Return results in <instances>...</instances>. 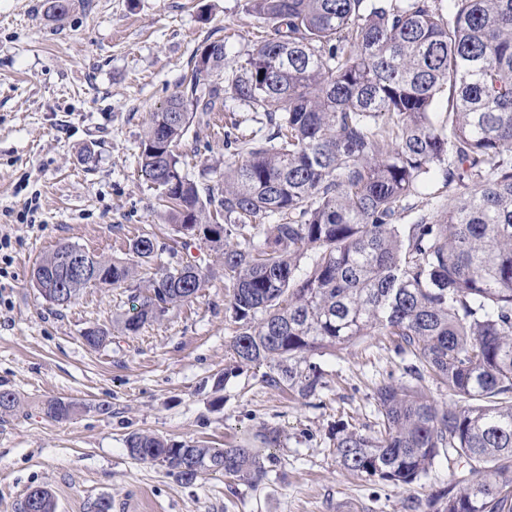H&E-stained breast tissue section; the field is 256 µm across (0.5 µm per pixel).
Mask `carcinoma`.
I'll return each mask as SVG.
<instances>
[{
  "label": "carcinoma",
  "mask_w": 512,
  "mask_h": 512,
  "mask_svg": "<svg viewBox=\"0 0 512 512\" xmlns=\"http://www.w3.org/2000/svg\"><path fill=\"white\" fill-rule=\"evenodd\" d=\"M250 8L270 31L233 68L224 41L198 49L183 89L149 113L139 156L182 245L202 239L223 259L228 309L241 324L234 358L311 397L323 382L308 357L396 337L415 360L411 381L375 390L376 430L336 429L337 463L410 485L446 451L470 477L408 498L405 512H512V0H250ZM211 78L208 97L197 95ZM226 90L262 113L270 134L241 143L224 184L203 196L177 147L197 113L223 110ZM440 97L444 116L434 112ZM435 172L459 189L436 205L409 204ZM406 210L413 221L396 223ZM272 215L278 222L252 246L255 221ZM69 253L91 259L94 279L66 271ZM160 259L145 235L124 260L61 244L32 279L48 283L57 307L91 285L135 287L134 314L123 321L135 333L205 286L190 261L137 283V267ZM108 336L100 327L83 334L94 349ZM427 377L448 390L447 403L424 390ZM84 410L60 398L42 408L55 421ZM165 447L154 434L126 438L144 463ZM215 461L227 477L266 475L252 448L197 442L170 471L189 484L205 473L194 463ZM32 491L42 493L35 510L21 512H56L49 489Z\"/></svg>",
  "instance_id": "1"
}]
</instances>
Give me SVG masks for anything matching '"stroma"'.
<instances>
[{"label": "stroma", "instance_id": "1", "mask_svg": "<svg viewBox=\"0 0 512 512\" xmlns=\"http://www.w3.org/2000/svg\"><path fill=\"white\" fill-rule=\"evenodd\" d=\"M68 3L53 17L46 0H0V239L10 240L0 250V391L20 402L0 417V512H18L37 486L52 491L57 512H89L103 499L110 512H404L407 497L467 477L445 455L410 486L343 470L337 424L373 430L376 386L408 380L402 355L371 336L314 356L324 387L306 399L269 386L264 368L236 367L224 265L204 241L176 243L140 172L147 115L190 75L196 50L220 40L241 62L266 32L248 0ZM232 127L243 141L268 134L228 96L215 118L194 119L179 146L200 187L222 183ZM144 233L163 263L191 260L208 278L197 298L137 333L122 325L126 289L91 286L61 308L32 286L34 264L58 245L121 260ZM96 327L110 336L93 349L82 335ZM55 397L85 409L51 420L42 406ZM133 432L216 448L246 441L272 455L260 482L207 472L187 484L131 458Z\"/></svg>", "mask_w": 512, "mask_h": 512}]
</instances>
